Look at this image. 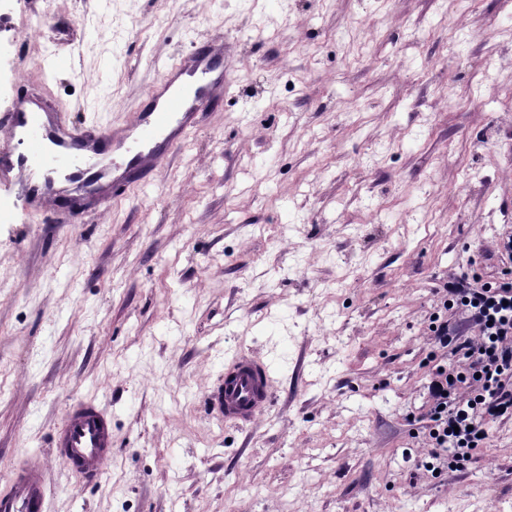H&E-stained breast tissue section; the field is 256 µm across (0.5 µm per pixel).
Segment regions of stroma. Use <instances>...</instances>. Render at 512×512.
<instances>
[{
    "label": "stroma",
    "mask_w": 512,
    "mask_h": 512,
    "mask_svg": "<svg viewBox=\"0 0 512 512\" xmlns=\"http://www.w3.org/2000/svg\"><path fill=\"white\" fill-rule=\"evenodd\" d=\"M216 39L224 98L150 184L0 185V491L36 454L48 512H512V419L416 467L438 289L512 282V0H0V112L119 126ZM242 353L273 397L237 427L206 397ZM82 400L92 482L51 446ZM52 446L66 467L95 479L112 456V419L92 402H79L69 410Z\"/></svg>",
    "instance_id": "stroma-1"
}]
</instances>
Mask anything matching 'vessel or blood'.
<instances>
[{"mask_svg":"<svg viewBox=\"0 0 512 512\" xmlns=\"http://www.w3.org/2000/svg\"><path fill=\"white\" fill-rule=\"evenodd\" d=\"M232 76L223 43L195 42L192 51L166 66L147 92L145 107L120 127L74 123L40 104L0 117V182L14 183L31 206L48 205L60 182L105 201L142 184L193 133L205 108L222 95ZM267 365L247 354L224 370V382L207 397L211 414L230 424L251 422L270 400ZM62 463L97 478L112 456V419L90 402H79L53 439ZM48 486L39 457H28L0 493V512H47Z\"/></svg>","mask_w":512,"mask_h":512,"instance_id":"vessel-or-blood-1","label":"vessel or blood"}]
</instances>
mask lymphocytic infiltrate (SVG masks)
<instances>
[{"label": "lymphocytic infiltrate", "instance_id": "lymphocytic-infiltrate-1", "mask_svg": "<svg viewBox=\"0 0 512 512\" xmlns=\"http://www.w3.org/2000/svg\"><path fill=\"white\" fill-rule=\"evenodd\" d=\"M440 303L466 312L475 334L459 341L443 311L429 318L434 346L455 356L434 365L425 386L429 450L419 466L435 471L465 465L488 447L493 423L512 417V283L462 276L445 285Z\"/></svg>", "mask_w": 512, "mask_h": 512}]
</instances>
